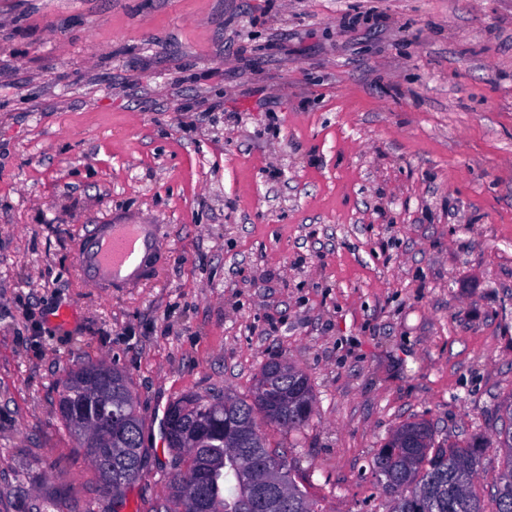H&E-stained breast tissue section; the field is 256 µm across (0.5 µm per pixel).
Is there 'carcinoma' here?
Segmentation results:
<instances>
[{"instance_id": "carcinoma-1", "label": "carcinoma", "mask_w": 512, "mask_h": 512, "mask_svg": "<svg viewBox=\"0 0 512 512\" xmlns=\"http://www.w3.org/2000/svg\"><path fill=\"white\" fill-rule=\"evenodd\" d=\"M313 391L308 377L290 363L277 375L266 365L255 383L251 401L231 393L216 409L212 401L187 393L169 407L165 439L177 457L204 471L210 512H321L291 476L285 453L268 447L257 428V417L286 429L305 426L313 413ZM106 401L112 415L125 422L117 436L105 419L96 420L100 443L79 439L98 474V492L107 496L111 477L133 484L143 469V419L126 375L114 367L87 363L60 382L58 411L73 436L83 427L85 411ZM197 427L203 438L197 448L184 446L186 432ZM503 453L502 467L492 475L493 508L488 511L474 491L484 466L486 441L459 439L436 442L431 426L421 420L399 425L373 459L377 484L388 496L387 512H512V427L495 434ZM151 512H197L194 502L171 481L167 493L156 499Z\"/></svg>"}]
</instances>
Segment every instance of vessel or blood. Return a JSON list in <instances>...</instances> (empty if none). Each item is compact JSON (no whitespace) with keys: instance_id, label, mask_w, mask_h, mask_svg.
<instances>
[{"instance_id":"b4317fda","label":"vessel or blood","mask_w":512,"mask_h":512,"mask_svg":"<svg viewBox=\"0 0 512 512\" xmlns=\"http://www.w3.org/2000/svg\"><path fill=\"white\" fill-rule=\"evenodd\" d=\"M165 250L161 227L126 219L85 225L76 265L80 281L92 288H133L153 275Z\"/></svg>"}]
</instances>
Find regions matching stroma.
Masks as SVG:
<instances>
[{
  "label": "stroma",
  "mask_w": 512,
  "mask_h": 512,
  "mask_svg": "<svg viewBox=\"0 0 512 512\" xmlns=\"http://www.w3.org/2000/svg\"><path fill=\"white\" fill-rule=\"evenodd\" d=\"M121 216L169 249L107 295L77 239ZM278 360L313 414L260 431L322 512H385L397 425H505L512 0H0V512H148L169 404L251 399ZM89 362L144 421L119 506L57 411Z\"/></svg>",
  "instance_id": "1"
}]
</instances>
